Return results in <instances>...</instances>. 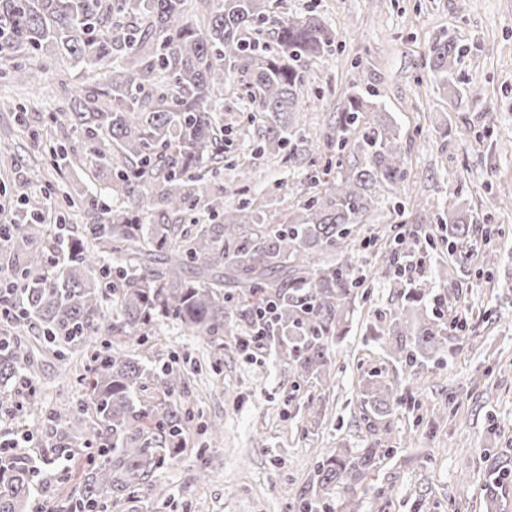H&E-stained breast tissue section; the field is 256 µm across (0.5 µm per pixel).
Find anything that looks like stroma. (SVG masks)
<instances>
[{
	"mask_svg": "<svg viewBox=\"0 0 512 512\" xmlns=\"http://www.w3.org/2000/svg\"><path fill=\"white\" fill-rule=\"evenodd\" d=\"M283 17L319 16L336 33L332 47L309 61L302 134L325 145L336 136V117L354 94L373 96L399 132L410 182L408 191L384 192L357 238L362 257L373 260L378 247L373 228L405 225L416 239L390 278L366 282L350 332L333 349L335 376L328 384L294 388L276 365L273 347L241 351L233 337L213 350L179 325L167 322L150 339L146 357L159 363L177 359L194 420L183 455L155 471L148 512H295L291 502L313 482L317 458L339 447L368 446L370 435L357 400L362 375L379 372L395 380L401 402L391 423L392 454L384 457L354 493L338 496L332 512H482L487 448H512V211L494 203L512 196V0H279ZM460 46L456 93L443 91L426 59L438 40ZM80 80H50L18 95L0 77V129L13 131V155L0 162V207L9 219L22 217L14 185L28 179L36 202L53 199L61 181L82 186L107 184L103 168L74 166L56 170L48 161L50 114ZM26 99L25 125H17L10 107ZM251 105L245 93L224 96V186L226 204L241 194L235 168L254 164L251 193L303 202L318 172L307 152L296 163L254 154L258 131L248 124ZM38 130L42 139L31 140ZM461 190L481 224L461 248L445 244V213ZM467 252L469 265L456 274L454 293L433 283L426 310L452 316L469 309L464 331L450 333L438 351L415 368L391 362L366 331L376 315L397 309L396 283L428 280L437 263ZM23 339L34 349V409H0V441L32 432L26 450L39 457L44 448L58 452L48 465L49 480L37 502L55 512H71L86 463L87 436L94 431L84 417L83 431L70 433L50 421L51 411L85 408L87 387L66 376L50 346L28 326ZM322 410L319 422L305 407ZM221 422L224 433L213 441L209 428ZM209 479H196L200 470Z\"/></svg>",
	"mask_w": 512,
	"mask_h": 512,
	"instance_id": "1",
	"label": "stroma"
}]
</instances>
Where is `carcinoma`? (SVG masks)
Returning a JSON list of instances; mask_svg holds the SVG:
<instances>
[{
  "instance_id": "carcinoma-1",
  "label": "carcinoma",
  "mask_w": 512,
  "mask_h": 512,
  "mask_svg": "<svg viewBox=\"0 0 512 512\" xmlns=\"http://www.w3.org/2000/svg\"><path fill=\"white\" fill-rule=\"evenodd\" d=\"M268 28L275 47L251 33ZM335 35L317 16L283 19L270 0H0V62L16 86L38 85L43 69L14 66L18 55L48 51L82 77L80 91L51 116L60 140L54 162L94 166L106 161L111 192L68 187L62 197L74 213L96 210L105 222L43 244L49 225L39 210L10 228L17 261L4 274L19 290L13 327L36 322L44 340L65 360L69 351L102 335L104 304L117 308L112 329L122 340L87 351L91 367L80 382L90 389L97 446L87 457L76 512L142 503L149 478L184 449L192 409L180 400L183 377L173 363L150 368L129 352L157 327L174 321L206 344L226 336L243 349L252 339L275 343L278 363L304 383H322L332 368V347L350 328L362 263L356 227L373 210L379 191L403 188L408 170L393 123L360 95L348 98L338 118L343 135L327 149L315 192L281 224L267 222L268 195H248L253 165L238 168L247 197L224 205L213 187L224 161V92L247 90L251 118L262 135L255 153L292 162L306 105V61L320 56ZM460 49L454 39L430 47L434 78L455 89ZM363 142L350 143L359 121ZM89 146L69 152V136ZM477 225L466 208L448 211V238L463 240ZM409 250L395 230L394 246L369 269L386 277ZM335 252V261L321 256ZM428 287L404 293L403 308L367 325L385 354L413 367L442 345L446 328L423 312ZM14 391L0 407L34 404L30 351L17 335L0 341V384ZM363 420L372 435L357 451L334 450L314 465V490L300 512H325L338 494L355 490L388 448L394 383L374 372L361 379ZM485 512H501L512 485V454L485 451ZM38 467L29 457L0 450V512H30Z\"/></svg>"
}]
</instances>
